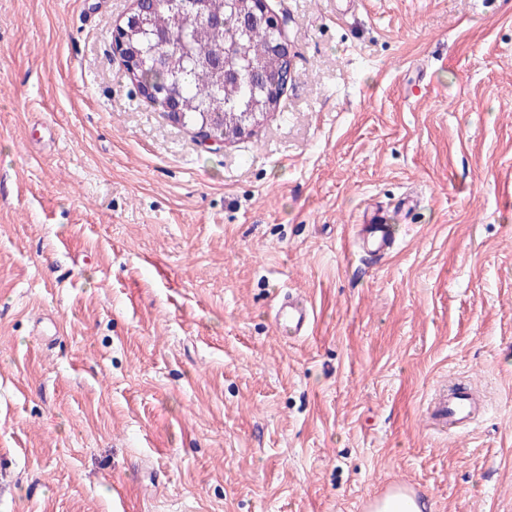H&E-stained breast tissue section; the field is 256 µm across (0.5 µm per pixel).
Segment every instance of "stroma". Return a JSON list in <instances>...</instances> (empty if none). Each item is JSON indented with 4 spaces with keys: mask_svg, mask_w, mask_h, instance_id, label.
<instances>
[{
    "mask_svg": "<svg viewBox=\"0 0 512 512\" xmlns=\"http://www.w3.org/2000/svg\"><path fill=\"white\" fill-rule=\"evenodd\" d=\"M130 4L0 0V512H512V0H269L296 77L210 152ZM394 244L383 211L376 209L356 226V246L370 257L381 258L390 254ZM313 318V308L303 298L291 293L279 298L274 320L288 339L307 336ZM481 402L475 392L465 384L449 382L433 399L430 419L439 429L456 432L475 423L481 412ZM423 510V503L401 488L387 492L371 505V512H422Z\"/></svg>",
    "mask_w": 512,
    "mask_h": 512,
    "instance_id": "obj_1",
    "label": "stroma"
}]
</instances>
